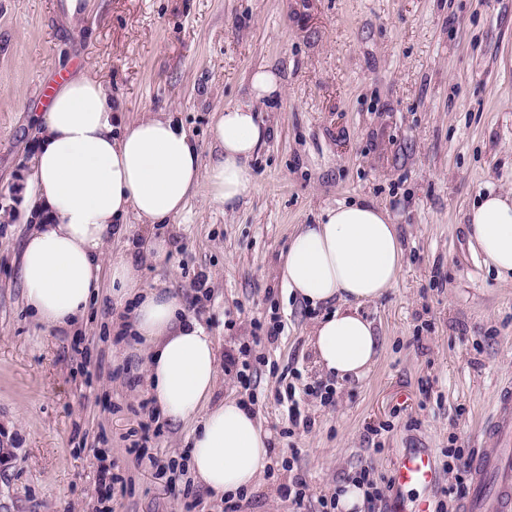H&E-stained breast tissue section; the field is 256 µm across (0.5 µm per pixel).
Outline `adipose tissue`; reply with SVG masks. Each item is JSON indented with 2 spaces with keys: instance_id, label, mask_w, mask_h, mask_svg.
<instances>
[{
  "instance_id": "adipose-tissue-1",
  "label": "adipose tissue",
  "mask_w": 512,
  "mask_h": 512,
  "mask_svg": "<svg viewBox=\"0 0 512 512\" xmlns=\"http://www.w3.org/2000/svg\"><path fill=\"white\" fill-rule=\"evenodd\" d=\"M282 92L274 70L253 69L248 97L215 112L206 159L172 116L123 122L109 88L87 76L52 90L37 118L36 206L20 258L25 306L44 327L69 330L110 280L130 306L126 333L145 347L151 397L168 423L191 425L189 469L219 495L258 485L273 436L248 403L214 401L217 345L180 297L164 282L143 285L135 255L109 258L105 247L133 224L168 223L202 192L234 207L254 181L250 161L269 133L259 106ZM467 235L497 277L512 281V193L482 195L467 214ZM403 262L397 225L364 200L328 207L294 233L279 277L290 297L325 310L311 338L322 373L361 378L374 366L380 339L360 308L394 288Z\"/></svg>"
}]
</instances>
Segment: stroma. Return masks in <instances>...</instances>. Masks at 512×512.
<instances>
[{
    "label": "stroma",
    "mask_w": 512,
    "mask_h": 512,
    "mask_svg": "<svg viewBox=\"0 0 512 512\" xmlns=\"http://www.w3.org/2000/svg\"><path fill=\"white\" fill-rule=\"evenodd\" d=\"M0 0V512H184L190 429L146 404L144 355L117 339L110 291L85 324L48 332L23 299L18 256L34 205V117L58 73L102 80L127 118L167 112L202 155L218 108L267 64L284 92L254 182L228 210L192 197L162 225L164 266L220 354H244L250 388L221 372L215 399L245 400L276 439L271 474L238 512H321L362 468L387 488L399 455L494 451L482 434L512 381V284L473 253L466 215L512 191V0ZM365 199L397 224L396 286L363 307L382 339L363 379L314 363L319 310L288 298L278 267L297 225ZM206 275L210 295L192 283ZM281 333L254 344L253 322ZM168 462L157 472L148 459ZM116 480L98 483L100 466ZM307 484L303 507L285 489Z\"/></svg>",
    "instance_id": "stroma-1"
}]
</instances>
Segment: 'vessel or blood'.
<instances>
[{
  "mask_svg": "<svg viewBox=\"0 0 512 512\" xmlns=\"http://www.w3.org/2000/svg\"><path fill=\"white\" fill-rule=\"evenodd\" d=\"M485 433L495 441L497 450L476 454L461 512H512V385L500 389ZM436 476L429 453H407L396 464L391 488L396 492L409 487L425 489L435 484Z\"/></svg>",
  "mask_w": 512,
  "mask_h": 512,
  "instance_id": "obj_1",
  "label": "vessel or blood"
}]
</instances>
